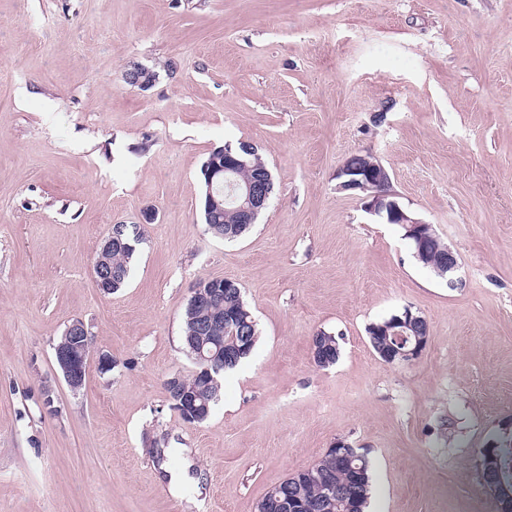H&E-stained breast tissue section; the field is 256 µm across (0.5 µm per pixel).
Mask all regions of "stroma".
<instances>
[{"mask_svg": "<svg viewBox=\"0 0 512 512\" xmlns=\"http://www.w3.org/2000/svg\"><path fill=\"white\" fill-rule=\"evenodd\" d=\"M238 141L275 192L227 242L199 170ZM354 153L453 273L340 189ZM115 224L143 240L106 295ZM208 278L238 283L260 338L190 425L164 382L194 369L182 318ZM406 307L429 343L391 364L367 329ZM76 318L94 342L74 392L54 346ZM510 436L512 0H0V512H257L339 441L369 461L366 512H497L475 461ZM123 230L124 237L130 243L124 241L121 234L114 232L112 229L98 254L93 266V278L97 288H99L105 294H112L123 288L130 278L132 271V265L136 257L137 246L140 244L136 242V237L141 238V228L138 224H120ZM134 248V249H133ZM112 249L116 250L112 253ZM119 249H133V250H119ZM112 267L120 272L119 284H113L115 291L111 288H107L113 281L112 279ZM112 291V292H111ZM319 347L322 351V358L316 361L320 367H327L334 364L339 357L340 349L335 336L320 331L312 338V350Z\"/></svg>", "mask_w": 512, "mask_h": 512, "instance_id": "1", "label": "stroma"}]
</instances>
